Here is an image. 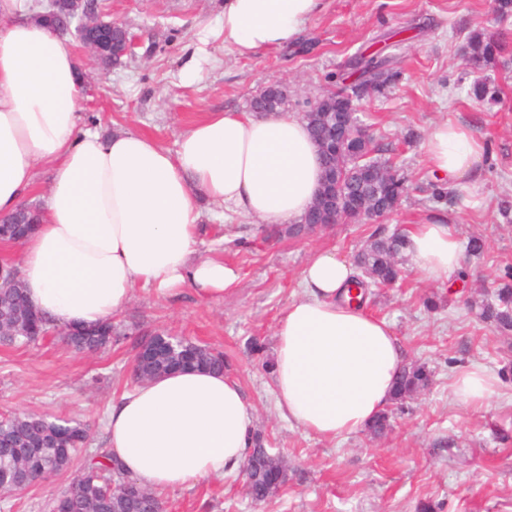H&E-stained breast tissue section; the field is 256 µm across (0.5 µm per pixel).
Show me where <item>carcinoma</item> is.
<instances>
[{
	"instance_id": "carcinoma-1",
	"label": "carcinoma",
	"mask_w": 512,
	"mask_h": 512,
	"mask_svg": "<svg viewBox=\"0 0 512 512\" xmlns=\"http://www.w3.org/2000/svg\"><path fill=\"white\" fill-rule=\"evenodd\" d=\"M500 48L499 41L491 35L477 33L469 38L468 64L487 69L494 65ZM389 61L369 59L365 71L370 78L358 87L362 95L380 91L394 77L388 69ZM311 136L319 151L321 166L328 164L343 172L344 180L340 190L350 199H364L371 210L378 214H390L400 205L408 193V180L390 160L377 157L380 147L374 140H368L362 147V154L369 157L378 170V178L372 183L362 181L356 174L357 157L350 154L326 156L323 135L325 123L331 118L322 112H307L304 115ZM37 223L36 209L29 207L25 212H15L0 217V239L11 241L14 228L21 224ZM321 229L317 224L302 221L290 224L284 230L270 227L266 232L277 236L281 232L291 235L313 233ZM405 248V236L388 233L384 227L376 228L369 236L365 247L357 254L356 264L364 276L356 277V295L349 301L363 304L372 286L391 287L400 280V260ZM30 304L24 294L21 282L11 288H0V317L4 326L0 329V345L28 344L39 338L27 324ZM477 317L495 328L509 341L512 334V282H501L493 297L471 303ZM107 331L104 336H71L64 333L68 345L82 352H97L112 343V320L102 323ZM156 345L152 358L138 361L133 380L136 383L148 381L178 364L185 357L193 358L194 364L213 370H224V356L212 352L205 346L183 337L176 344L169 337L159 334L151 337ZM430 384V374L425 366L417 363L404 365L396 381L392 401L404 404L414 399ZM391 428V415L381 412L368 426L367 432L373 437L383 436ZM90 426L55 419L38 413L14 414L0 419V483L16 492L46 482L67 471L79 451L90 437ZM244 467L249 474L248 494L255 501H264L275 495L286 483L287 463L272 456L265 450L261 436L252 437V448L248 449ZM133 480L124 475L112 455L106 451L89 455L71 482L73 491L67 512H161L163 498L154 490L137 486V492L128 491Z\"/></svg>"
}]
</instances>
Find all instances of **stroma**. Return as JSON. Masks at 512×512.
Segmentation results:
<instances>
[{
  "mask_svg": "<svg viewBox=\"0 0 512 512\" xmlns=\"http://www.w3.org/2000/svg\"><path fill=\"white\" fill-rule=\"evenodd\" d=\"M139 42L135 58L101 70L76 49L86 76L81 125L143 132L175 149L179 134L205 112H244L262 86L288 87L287 114L302 117L306 101L361 79L362 59L397 61L399 77L360 100L357 112L383 147L395 149L409 194L384 224L406 229L446 216L460 240L482 236L483 258H470L466 279L438 284L404 266L399 283L372 289L366 309L390 322L410 362L425 364L430 387L396 414L391 431L373 439L359 431L333 440L304 432L282 416L273 379L277 320L300 295V274L312 254L353 257L371 225L343 222L307 236L266 239L241 213L199 199L196 254L219 257L239 278L224 296L202 299L183 289L166 299L135 287L115 315L119 334L94 354L75 352L56 336L31 345H0V414L35 412L90 424L92 447H106L108 407L131 384L133 359L145 335L185 336L223 352L255 410V429L270 453L288 463L279 493L256 503L242 476L205 478L166 490L168 512H512V348L468 306L482 299L512 267V220L499 210L512 201V15L500 18L496 0H325L298 41L279 50L239 55L215 31L224 0H100ZM498 37L496 68L473 71L465 62L470 31ZM203 57L187 80L183 64ZM497 89L475 99L477 78ZM471 128L489 151L481 175L456 184L453 201L432 198L438 178L424 144L439 123ZM498 373L497 395L483 410L453 398L448 382L464 365ZM72 472L20 494L0 497V512H51Z\"/></svg>",
  "mask_w": 512,
  "mask_h": 512,
  "instance_id": "stroma-1",
  "label": "stroma"
}]
</instances>
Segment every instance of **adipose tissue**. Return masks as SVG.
I'll use <instances>...</instances> for the list:
<instances>
[{"label":"adipose tissue","instance_id":"ef3b65f1","mask_svg":"<svg viewBox=\"0 0 512 512\" xmlns=\"http://www.w3.org/2000/svg\"><path fill=\"white\" fill-rule=\"evenodd\" d=\"M323 0H224V43L239 55L280 49L299 37ZM82 77L67 43L36 22L25 0H0V216L50 189L35 232L22 245L19 277L50 325L91 327L116 314L135 286L175 297L189 287L223 295L238 273L195 257L198 196L230 204L259 224H288L309 209L321 178L305 123L281 113L207 112L176 151L151 136L79 126ZM483 145L446 122L426 142L430 167L449 182L475 177ZM405 255L443 284L463 264L453 225L438 216L413 225ZM353 263L316 253L301 272L303 294L276 325L273 382L289 422L324 438L363 429L390 403L405 353L391 325L342 303ZM451 395L475 410L498 378L473 365ZM254 409L230 375L181 369L123 394L106 414L107 442L126 476L180 489L236 473L251 445Z\"/></svg>","mask_w":512,"mask_h":512}]
</instances>
